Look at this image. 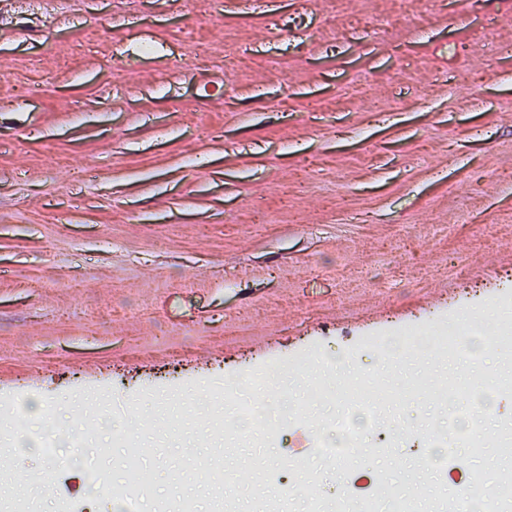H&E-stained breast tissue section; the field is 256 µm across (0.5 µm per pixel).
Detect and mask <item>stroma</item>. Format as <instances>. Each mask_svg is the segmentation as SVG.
<instances>
[{
	"mask_svg": "<svg viewBox=\"0 0 512 512\" xmlns=\"http://www.w3.org/2000/svg\"><path fill=\"white\" fill-rule=\"evenodd\" d=\"M0 0V507L61 512L59 443L72 496L121 484L134 441L141 512H311L281 497L315 485L318 512H359L345 473L382 479L386 512H435L451 492L430 436L448 438L489 492L512 478L499 447L512 420L511 314L494 295L450 313L473 358L401 339L392 364L356 353L363 330L412 318L512 277V0ZM235 59L225 70V59ZM288 61L280 73V61ZM52 78L46 98L21 87ZM351 80L367 98H338ZM63 156L48 167V150ZM45 280L32 285V272ZM149 304L150 319L117 305ZM336 336L280 385L264 361L209 400L225 360ZM336 378L327 401L323 382ZM467 392L466 422L448 411ZM289 402L287 441L258 437L234 402ZM374 404L393 439L362 433L325 455L330 420ZM478 436L480 451L470 446ZM238 476L217 492L214 470Z\"/></svg>",
	"mask_w": 512,
	"mask_h": 512,
	"instance_id": "1",
	"label": "stroma"
}]
</instances>
